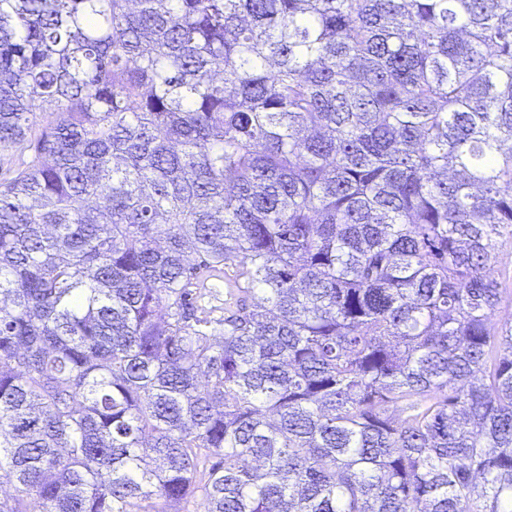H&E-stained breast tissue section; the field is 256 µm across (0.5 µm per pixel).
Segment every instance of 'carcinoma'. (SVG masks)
<instances>
[{"mask_svg":"<svg viewBox=\"0 0 512 512\" xmlns=\"http://www.w3.org/2000/svg\"><path fill=\"white\" fill-rule=\"evenodd\" d=\"M5 163L0 512H512V0H0ZM496 270V277L504 288L503 302L490 318V326L498 329L512 315V246L506 244L501 249Z\"/></svg>","mask_w":512,"mask_h":512,"instance_id":"carcinoma-1","label":"carcinoma"}]
</instances>
